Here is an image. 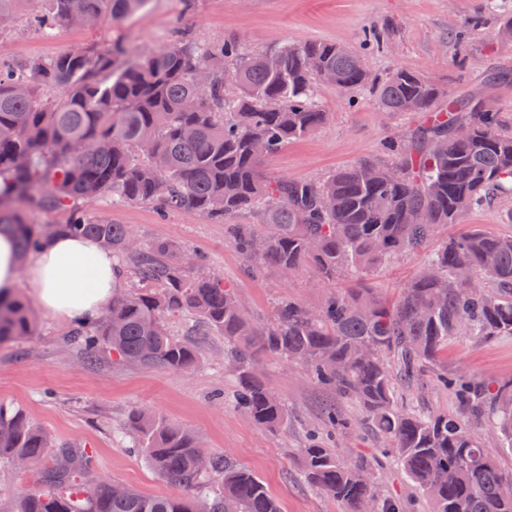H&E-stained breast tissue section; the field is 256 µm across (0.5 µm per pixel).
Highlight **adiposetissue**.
Segmentation results:
<instances>
[{
	"label": "adipose tissue",
	"instance_id": "adipose-tissue-1",
	"mask_svg": "<svg viewBox=\"0 0 512 512\" xmlns=\"http://www.w3.org/2000/svg\"><path fill=\"white\" fill-rule=\"evenodd\" d=\"M23 273L28 276L37 304L45 312L66 320L98 318L119 280L111 252L95 240L57 236L26 259L11 227L2 225L0 297L12 296Z\"/></svg>",
	"mask_w": 512,
	"mask_h": 512
}]
</instances>
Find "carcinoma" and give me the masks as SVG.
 <instances>
[{"label":"carcinoma","mask_w":512,"mask_h":512,"mask_svg":"<svg viewBox=\"0 0 512 512\" xmlns=\"http://www.w3.org/2000/svg\"><path fill=\"white\" fill-rule=\"evenodd\" d=\"M30 24L45 36L76 14L120 21L150 0H43ZM508 15L512 0H487ZM364 52L309 41L246 54L239 40L199 43L177 30L173 42L134 54L121 38L64 55L0 61V225L9 224L22 255L57 234L89 237L112 251L126 291L95 321H76L69 336L91 368L101 354L146 369L191 371L197 345L172 335L168 316L193 315L233 344L237 408L268 430L288 423V408L257 374L265 356L301 362L314 382L358 400L366 420L390 442L432 512H512V482L478 440L485 423L501 448H512V380L491 388L464 374L438 375L465 415L414 414L396 401V381L419 380L454 336H512V235L472 229L426 256L420 273L393 302L365 288L331 294L315 311L281 300L273 320L257 325L220 275L197 254L180 261L172 240L141 244L125 224L89 206L143 205L159 214L190 212L225 224L248 261L286 276L308 268L334 281H362L394 255L426 250L437 230L495 197L512 194V131L500 113L467 107L404 66L372 84L383 112L426 115L404 142L386 143L387 165L361 161L321 181L271 177L264 161L328 119L318 99L325 79L337 89L369 84ZM236 93L225 94V84ZM258 211L259 224H231ZM35 212H58L59 224H33ZM31 304L0 301V345L32 336ZM140 455L178 495H147L88 481L91 455L56 442L25 412L0 403V457L38 469L12 512H280L262 479L226 454H208L185 427L145 411L128 418ZM307 484L334 498L343 512L366 499L395 512L362 481L370 464H348L314 435L301 449ZM221 479L207 490L204 478Z\"/></svg>","instance_id":"cac0c4a2"}]
</instances>
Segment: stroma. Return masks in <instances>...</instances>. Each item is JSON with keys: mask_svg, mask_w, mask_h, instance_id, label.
I'll use <instances>...</instances> for the list:
<instances>
[{"mask_svg": "<svg viewBox=\"0 0 512 512\" xmlns=\"http://www.w3.org/2000/svg\"><path fill=\"white\" fill-rule=\"evenodd\" d=\"M484 4L485 0H152L141 15L120 22L107 19L95 27H65L47 38L28 25L35 0H20L0 25V56L13 61L51 57L77 47L103 46L118 36L134 50L155 49L167 44L178 26L200 42L243 39L249 52L311 40L357 48L374 28L383 43L365 54L372 75L383 76L399 65L413 68L453 94H481L500 112L504 126L511 127L512 81H498L494 75L512 74V37H503L501 17L485 13ZM477 13L483 14V25L468 31L464 41L455 40L463 20ZM318 97L328 121L268 158L263 165L266 174L321 179L359 160L386 161L385 142L409 136L421 122L414 114L380 111L363 90L342 92L324 86ZM92 210L129 225L141 242L174 240L202 255L208 269L223 277L225 286L259 322L272 316L281 298H293L314 310L334 290L305 269L283 278L253 268L230 244L223 225L200 215L172 213L163 218L145 206L115 208L106 201ZM474 227L511 234L512 196L468 211L441 234L448 237ZM422 262L419 254L396 257L377 269L367 284L379 297L394 298ZM37 318L35 335L0 346V402L23 409L56 440L93 455L94 478L150 495L175 494L174 486L128 451L133 436L124 424L139 409L191 429L206 451L232 455L266 483L282 512H342L335 499L302 477L301 450L311 435L325 433L324 411L332 405L350 423L336 436V454L349 463H371L376 494L395 501L401 512H431L426 496L396 457L386 453V439L364 421L359 403L317 386L302 365L270 357L260 360L262 378L288 408L287 425L270 431L232 406L235 380L232 366L224 360V339L197 335L194 318L166 320L174 335L194 338L202 353L201 364L189 372L145 370L108 356L87 368L68 338L70 321L43 311ZM445 371H461L486 382L512 378V336L450 339L422 381L398 387L399 407L458 412L455 392L436 379Z\"/></svg>", "mask_w": 512, "mask_h": 512, "instance_id": "stroma-1", "label": "stroma"}]
</instances>
